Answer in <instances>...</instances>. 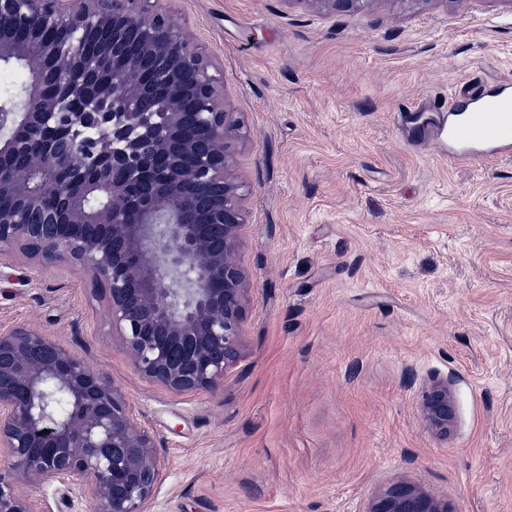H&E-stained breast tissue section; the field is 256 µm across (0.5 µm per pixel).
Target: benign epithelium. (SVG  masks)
I'll list each match as a JSON object with an SVG mask.
<instances>
[{"instance_id":"benign-epithelium-1","label":"benign epithelium","mask_w":512,"mask_h":512,"mask_svg":"<svg viewBox=\"0 0 512 512\" xmlns=\"http://www.w3.org/2000/svg\"><path fill=\"white\" fill-rule=\"evenodd\" d=\"M0 0V59L23 52L25 30L40 55L23 111L0 118V157L27 148V137L49 127L76 130L61 148L47 142L30 168L0 163V249L22 242L45 257L83 267L108 288L112 330L133 370L174 393L216 390L237 363L243 341L247 275L235 260L242 227L244 185L235 155L247 140L224 98L210 60L190 45L183 27L151 14L150 0ZM334 10L363 8L371 0H308ZM59 31L62 37L46 38ZM141 48L165 72L169 95L163 121L141 112L150 94L138 78ZM124 59L112 79L96 84L107 55ZM192 72L189 88L179 76ZM49 78L68 84L87 112H64L42 96ZM191 92L197 123L208 133L204 150L175 136L180 100ZM112 100V111H94ZM164 155L168 164L155 166ZM121 177H115V173ZM219 188L209 223L192 221L195 200L179 187ZM148 185L139 198L129 188ZM107 198L86 206L88 189ZM57 201L48 212L44 202ZM68 409L58 415V396ZM425 419L448 434V384L428 395ZM0 512H36L22 485L78 487L95 512H145L161 474L154 436L139 424L120 388L85 360L30 326L0 330ZM367 512H448L443 502L415 487L391 485Z\"/></svg>"}]
</instances>
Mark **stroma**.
<instances>
[{
    "label": "stroma",
    "instance_id": "35a3bbf8",
    "mask_svg": "<svg viewBox=\"0 0 512 512\" xmlns=\"http://www.w3.org/2000/svg\"><path fill=\"white\" fill-rule=\"evenodd\" d=\"M213 58L249 138L242 355L216 391L136 374L103 283L23 244L0 329L33 326L120 387L154 436L147 512H367L396 483L512 512V155L446 162L403 106L512 83V0H151ZM448 383L447 436L424 419ZM38 512H93L31 489Z\"/></svg>",
    "mask_w": 512,
    "mask_h": 512
}]
</instances>
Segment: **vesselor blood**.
I'll list each match as a JSON object with an SVG mask.
<instances>
[{
    "label": "vessel or blood",
    "instance_id": "b4317fda",
    "mask_svg": "<svg viewBox=\"0 0 512 512\" xmlns=\"http://www.w3.org/2000/svg\"><path fill=\"white\" fill-rule=\"evenodd\" d=\"M422 108L432 112L433 119L416 128L417 140L428 144L447 139L451 147L449 161L469 163L512 152V90L491 92L474 81L460 96L434 97L422 107L403 108L396 114L398 125L404 129L412 127Z\"/></svg>",
    "mask_w": 512,
    "mask_h": 512
}]
</instances>
